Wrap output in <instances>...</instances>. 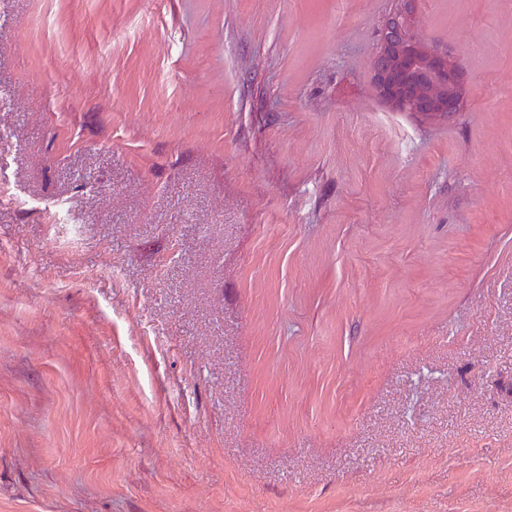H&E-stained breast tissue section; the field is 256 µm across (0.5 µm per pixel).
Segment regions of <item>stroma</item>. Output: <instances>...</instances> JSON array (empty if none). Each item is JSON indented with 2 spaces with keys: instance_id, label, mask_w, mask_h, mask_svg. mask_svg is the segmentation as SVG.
<instances>
[{
  "instance_id": "obj_1",
  "label": "stroma",
  "mask_w": 512,
  "mask_h": 512,
  "mask_svg": "<svg viewBox=\"0 0 512 512\" xmlns=\"http://www.w3.org/2000/svg\"><path fill=\"white\" fill-rule=\"evenodd\" d=\"M0 0V512H512V0ZM379 29L372 71L385 101L426 118L453 119L461 112L468 89L447 48L428 47L414 30L420 0H394Z\"/></svg>"
}]
</instances>
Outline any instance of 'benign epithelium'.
<instances>
[{"label":"benign epithelium","instance_id":"obj_1","mask_svg":"<svg viewBox=\"0 0 512 512\" xmlns=\"http://www.w3.org/2000/svg\"><path fill=\"white\" fill-rule=\"evenodd\" d=\"M379 29L372 71L385 101L426 118L453 119L462 110L468 89L446 48L428 47L414 30L420 0H394Z\"/></svg>","mask_w":512,"mask_h":512}]
</instances>
